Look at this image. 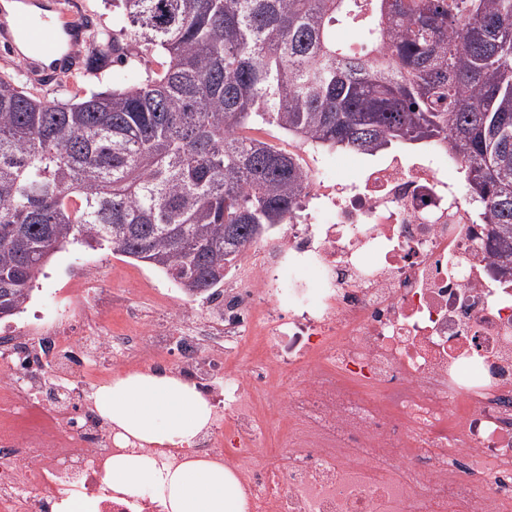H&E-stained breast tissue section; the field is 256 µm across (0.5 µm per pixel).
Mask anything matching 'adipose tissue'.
I'll list each match as a JSON object with an SVG mask.
<instances>
[{"label":"adipose tissue","mask_w":512,"mask_h":512,"mask_svg":"<svg viewBox=\"0 0 512 512\" xmlns=\"http://www.w3.org/2000/svg\"><path fill=\"white\" fill-rule=\"evenodd\" d=\"M95 408L122 440L185 451L176 465L141 453L112 456L102 478L106 487L127 495L155 492L165 512H246L235 474L193 450L213 419L196 384L162 372L119 373L97 389Z\"/></svg>","instance_id":"obj_1"}]
</instances>
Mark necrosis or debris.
I'll return each instance as SVG.
<instances>
[{"mask_svg": "<svg viewBox=\"0 0 512 512\" xmlns=\"http://www.w3.org/2000/svg\"><path fill=\"white\" fill-rule=\"evenodd\" d=\"M310 178L305 212L207 308L87 270L63 307L0 330V512H164L104 489L127 447L85 402L108 367L168 371L224 406L198 453L248 512H512V284L447 144ZM63 382L61 396L42 384ZM223 385H216V378Z\"/></svg>", "mask_w": 512, "mask_h": 512, "instance_id": "1", "label": "necrosis or debris"}]
</instances>
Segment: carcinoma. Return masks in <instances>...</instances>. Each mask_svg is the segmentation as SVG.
<instances>
[{"label":"carcinoma","mask_w":512,"mask_h":512,"mask_svg":"<svg viewBox=\"0 0 512 512\" xmlns=\"http://www.w3.org/2000/svg\"><path fill=\"white\" fill-rule=\"evenodd\" d=\"M87 39L88 70L162 61L110 93L76 74L66 102L0 72V317L79 242L213 298L254 225L299 218L308 170L267 127L367 155L448 143L512 278V0H120Z\"/></svg>","instance_id":"carcinoma-1"}]
</instances>
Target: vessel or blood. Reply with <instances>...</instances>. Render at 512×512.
Listing matches in <instances>:
<instances>
[{
    "label": "vessel or blood",
    "instance_id": "1",
    "mask_svg": "<svg viewBox=\"0 0 512 512\" xmlns=\"http://www.w3.org/2000/svg\"><path fill=\"white\" fill-rule=\"evenodd\" d=\"M84 28L78 14L41 15L33 19L27 12L14 15L9 23L0 22V42L8 47L26 43L28 54L23 61L33 82L56 80L65 72L79 67L78 52Z\"/></svg>",
    "mask_w": 512,
    "mask_h": 512
}]
</instances>
